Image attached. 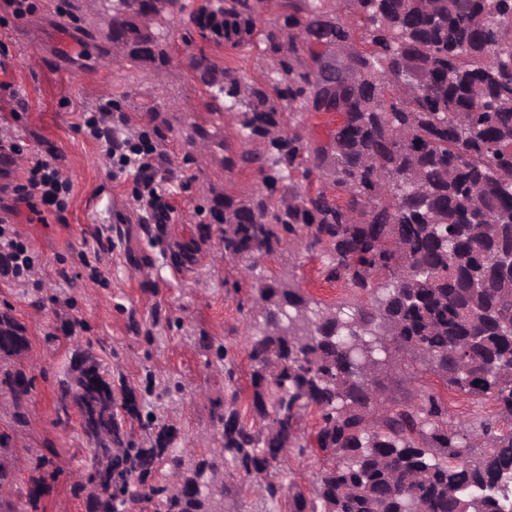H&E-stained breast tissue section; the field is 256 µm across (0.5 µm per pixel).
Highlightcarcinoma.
Listing matches in <instances>:
<instances>
[{"label": "carcinoma", "instance_id": "cac0c4a2", "mask_svg": "<svg viewBox=\"0 0 512 512\" xmlns=\"http://www.w3.org/2000/svg\"><path fill=\"white\" fill-rule=\"evenodd\" d=\"M71 11L104 63L156 78L173 62L172 32L148 14L199 37L188 70L213 120L177 133L221 147L225 172L261 180L235 194L202 186L209 223L164 253L190 270L214 244L237 268L224 287L244 290L246 382L223 342L200 337L224 375L210 400L224 452L179 446L162 398L181 382L148 403L78 348L55 405L78 416L95 444L84 473L112 493L94 498L74 480L72 497L86 512H224L218 496L237 486L206 481L231 467L262 478L259 494L285 512H512V0H115L110 20L71 0ZM224 49L257 52L261 78L220 61ZM330 114L320 139L306 120ZM226 123L233 149L216 142ZM285 251L321 258L345 296L324 303L292 270H257ZM30 347L28 327L1 309L0 396L17 426ZM418 364L440 386L417 383ZM394 374L408 390L398 401L383 386ZM449 390L491 412L448 420ZM290 456L319 461L311 489L291 479ZM31 466L22 509L2 496L14 467H0V512H30L63 474L45 454Z\"/></svg>", "mask_w": 512, "mask_h": 512}]
</instances>
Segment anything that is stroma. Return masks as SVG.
Returning a JSON list of instances; mask_svg holds the SVG:
<instances>
[{"label":"stroma","instance_id":"35a3bbf8","mask_svg":"<svg viewBox=\"0 0 512 512\" xmlns=\"http://www.w3.org/2000/svg\"><path fill=\"white\" fill-rule=\"evenodd\" d=\"M31 12L16 18L0 2V51L7 68L0 82V137L15 144L24 160L55 155L69 186L62 217L35 213L0 192V219L28 249L33 264L23 276L0 275V308H10L30 328V357L36 362L34 393L27 405L28 426L17 429L12 498H20L30 474L32 451L56 453L65 470L81 466L87 443L77 416L58 419L52 393L69 367L76 347L92 346L110 369L140 391L159 393L166 378L180 381L186 397L168 405L183 448L196 451L212 440L210 399L224 377L205 367L200 335L229 342L241 373L249 361L241 335L244 312L224 290L236 276L233 264L211 250L198 257L194 271L169 266L167 242H150L143 228L147 208L141 191L87 121L99 104H119L112 127L144 132L165 157L160 193L172 209L171 235L205 222L204 178L238 192L255 188L247 171L228 174L219 163L200 168L179 136L158 137L148 116L156 109L172 126L212 120L203 98L173 64L164 83L128 67L105 68L95 44L83 38L82 23L67 12V0H32ZM81 329L70 330L73 320ZM156 340L147 343L146 333Z\"/></svg>","mask_w":512,"mask_h":512}]
</instances>
